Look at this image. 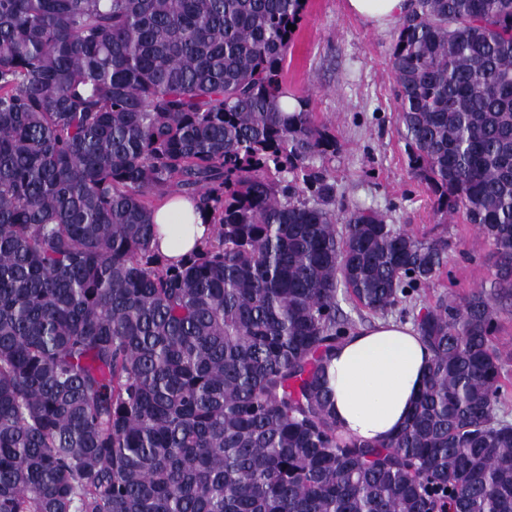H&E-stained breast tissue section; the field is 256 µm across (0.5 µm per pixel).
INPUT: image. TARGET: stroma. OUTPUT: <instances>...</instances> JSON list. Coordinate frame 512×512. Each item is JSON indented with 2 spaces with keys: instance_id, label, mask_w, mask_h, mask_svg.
I'll list each match as a JSON object with an SVG mask.
<instances>
[{
  "instance_id": "obj_1",
  "label": "stroma",
  "mask_w": 512,
  "mask_h": 512,
  "mask_svg": "<svg viewBox=\"0 0 512 512\" xmlns=\"http://www.w3.org/2000/svg\"><path fill=\"white\" fill-rule=\"evenodd\" d=\"M395 37V28L381 30L352 14L347 0H306L283 75L289 93L305 97L316 123L336 136V156L321 164L345 205L377 211L420 239L447 241L439 276L390 313L411 323L445 292L463 298L490 286L495 258L478 227L462 213H438L426 184L411 174L389 62ZM496 342L504 362L498 414L512 422V310L499 313Z\"/></svg>"
}]
</instances>
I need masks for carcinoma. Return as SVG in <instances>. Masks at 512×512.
<instances>
[{
  "instance_id": "obj_1",
  "label": "carcinoma",
  "mask_w": 512,
  "mask_h": 512,
  "mask_svg": "<svg viewBox=\"0 0 512 512\" xmlns=\"http://www.w3.org/2000/svg\"><path fill=\"white\" fill-rule=\"evenodd\" d=\"M301 0H0V512H512V0H411L390 64L412 173L495 248L416 317L403 428L343 433L344 294L384 315L446 243L344 208L281 73ZM213 240L153 252L149 195ZM496 342L504 362L498 415L512 422V308L498 314Z\"/></svg>"
}]
</instances>
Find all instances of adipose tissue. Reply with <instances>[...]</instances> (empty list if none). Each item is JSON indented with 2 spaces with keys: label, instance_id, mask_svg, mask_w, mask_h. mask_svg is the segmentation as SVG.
Segmentation results:
<instances>
[{
  "label": "adipose tissue",
  "instance_id": "1",
  "mask_svg": "<svg viewBox=\"0 0 512 512\" xmlns=\"http://www.w3.org/2000/svg\"><path fill=\"white\" fill-rule=\"evenodd\" d=\"M409 0H348L349 9L380 29L397 23ZM151 247L177 264L213 238L208 216L183 197L152 211ZM431 353L410 325L383 322L345 337L328 362L333 409L342 429L366 441H386L406 423L423 387Z\"/></svg>",
  "mask_w": 512,
  "mask_h": 512
}]
</instances>
